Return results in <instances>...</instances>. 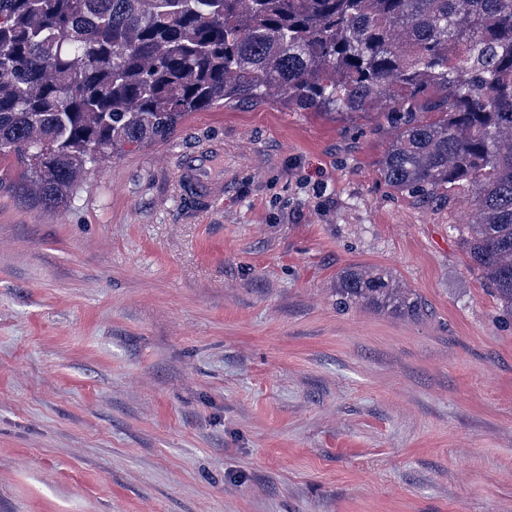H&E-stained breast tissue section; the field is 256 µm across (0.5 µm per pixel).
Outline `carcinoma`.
Here are the masks:
<instances>
[{
    "label": "carcinoma",
    "instance_id": "cac0c4a2",
    "mask_svg": "<svg viewBox=\"0 0 512 512\" xmlns=\"http://www.w3.org/2000/svg\"><path fill=\"white\" fill-rule=\"evenodd\" d=\"M268 95L379 112L398 194L471 190L462 248L512 316V0H0V161L44 207L187 112ZM336 304L426 312L360 266L337 275Z\"/></svg>",
    "mask_w": 512,
    "mask_h": 512
}]
</instances>
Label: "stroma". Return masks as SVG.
<instances>
[{
  "label": "stroma",
  "instance_id": "obj_1",
  "mask_svg": "<svg viewBox=\"0 0 512 512\" xmlns=\"http://www.w3.org/2000/svg\"><path fill=\"white\" fill-rule=\"evenodd\" d=\"M374 113L190 112L61 208L0 177V512H512V316L472 194L394 193ZM224 149L184 205L173 155ZM391 271L406 318L336 304ZM336 304L340 307L373 305L393 314L423 316L425 304L401 288L392 272L376 268L351 267L336 278Z\"/></svg>",
  "mask_w": 512,
  "mask_h": 512
}]
</instances>
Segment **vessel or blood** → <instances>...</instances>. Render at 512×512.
<instances>
[{
  "label": "vessel or blood",
  "mask_w": 512,
  "mask_h": 512,
  "mask_svg": "<svg viewBox=\"0 0 512 512\" xmlns=\"http://www.w3.org/2000/svg\"><path fill=\"white\" fill-rule=\"evenodd\" d=\"M178 191L183 203L207 207L224 198V150L206 145L176 156Z\"/></svg>",
  "instance_id": "obj_1"
}]
</instances>
